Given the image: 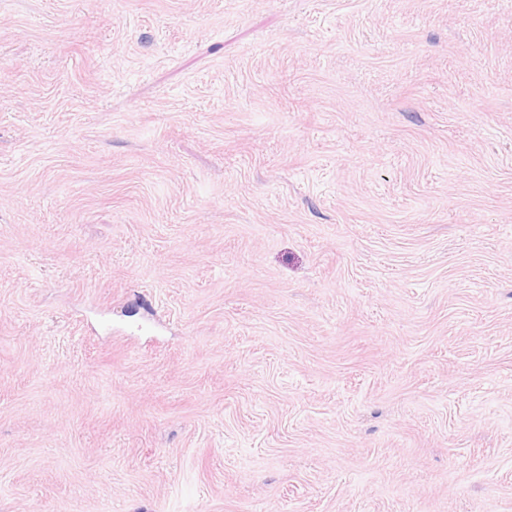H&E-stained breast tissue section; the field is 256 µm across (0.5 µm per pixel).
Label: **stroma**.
Masks as SVG:
<instances>
[{
  "label": "stroma",
  "instance_id": "obj_1",
  "mask_svg": "<svg viewBox=\"0 0 512 512\" xmlns=\"http://www.w3.org/2000/svg\"><path fill=\"white\" fill-rule=\"evenodd\" d=\"M0 512H512V0H0Z\"/></svg>",
  "mask_w": 512,
  "mask_h": 512
}]
</instances>
